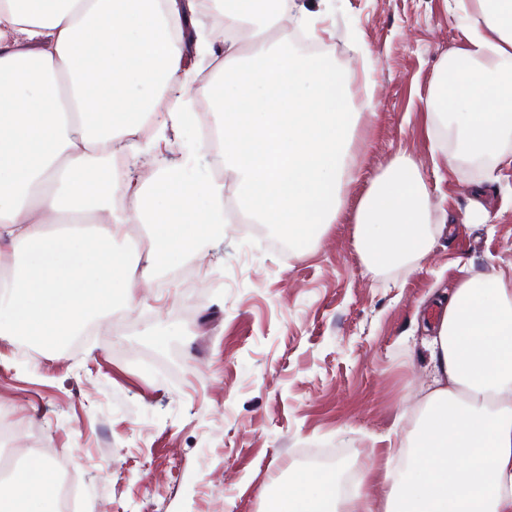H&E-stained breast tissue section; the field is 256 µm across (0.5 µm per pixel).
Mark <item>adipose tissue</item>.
Here are the masks:
<instances>
[{"label": "adipose tissue", "mask_w": 512, "mask_h": 512, "mask_svg": "<svg viewBox=\"0 0 512 512\" xmlns=\"http://www.w3.org/2000/svg\"><path fill=\"white\" fill-rule=\"evenodd\" d=\"M224 18L218 80L190 60L215 43L186 39L196 0H0V338L54 346L117 303L133 305L158 269L224 234V184L194 177L199 145L170 159L169 133L214 101L224 168L253 222L300 243L344 214L352 176L344 75L331 57L292 59L269 28L319 39L297 0H213ZM460 46L422 104L452 121L472 155L503 165L512 133V0H454ZM155 163L150 181L117 180L115 148ZM431 203L418 161L397 155L355 215L374 269L431 250ZM152 229L130 266V224ZM434 384L413 429L387 449L382 500L336 493V474L299 473L273 512H512V270L463 279L431 341ZM52 465L32 459L0 485V512H57Z\"/></svg>", "instance_id": "obj_1"}]
</instances>
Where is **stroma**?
<instances>
[{
  "instance_id": "stroma-1",
  "label": "stroma",
  "mask_w": 512,
  "mask_h": 512,
  "mask_svg": "<svg viewBox=\"0 0 512 512\" xmlns=\"http://www.w3.org/2000/svg\"><path fill=\"white\" fill-rule=\"evenodd\" d=\"M327 25L357 114L343 223L287 255L269 246L284 235L275 225L262 240L225 231L68 343L0 339V415L12 412L50 463H69L71 512H266L282 482L314 471L311 449H335L339 475L381 470L433 373L441 292L512 268V168L490 182L482 164H433L449 146L420 97L463 39L453 8L332 0ZM402 152L430 189L431 251L371 272L352 216ZM200 262L203 282L185 286L179 271Z\"/></svg>"
}]
</instances>
